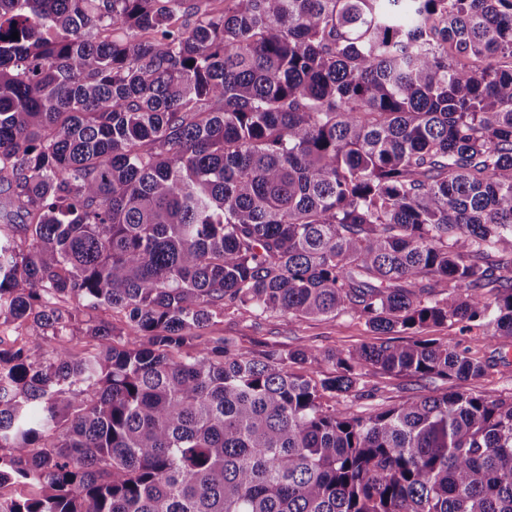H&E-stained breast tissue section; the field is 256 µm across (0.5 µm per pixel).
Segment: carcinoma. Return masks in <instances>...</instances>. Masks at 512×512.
<instances>
[{
    "label": "carcinoma",
    "instance_id": "1",
    "mask_svg": "<svg viewBox=\"0 0 512 512\" xmlns=\"http://www.w3.org/2000/svg\"><path fill=\"white\" fill-rule=\"evenodd\" d=\"M215 2L0 0V320L35 337L0 346V485L39 489L0 512H512V402L322 403L367 366L478 379L467 350L316 380L204 339L244 311L512 341V0Z\"/></svg>",
    "mask_w": 512,
    "mask_h": 512
}]
</instances>
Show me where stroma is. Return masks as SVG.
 <instances>
[{"label": "stroma", "instance_id": "stroma-1", "mask_svg": "<svg viewBox=\"0 0 512 512\" xmlns=\"http://www.w3.org/2000/svg\"><path fill=\"white\" fill-rule=\"evenodd\" d=\"M207 336L233 338L245 352L275 350L288 353L300 347L318 352L348 353L374 343L375 337L363 321L349 314L333 317L291 318L281 314L254 318L244 313L227 314L206 331ZM418 339H437L467 349L470 357L486 366L485 376L470 381L431 378L417 381L403 375H388L365 367L362 381L370 396L366 399L340 397L330 407L344 415L366 417L377 410L392 408L424 395H440L451 390L465 393H491L512 400V343L491 336L483 329L462 331L460 323L447 321L417 334Z\"/></svg>", "mask_w": 512, "mask_h": 512}]
</instances>
